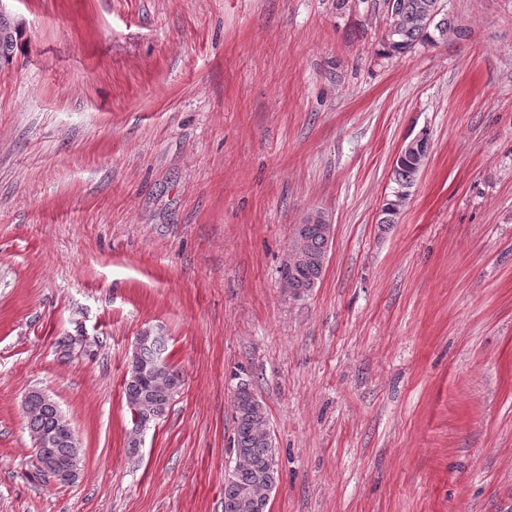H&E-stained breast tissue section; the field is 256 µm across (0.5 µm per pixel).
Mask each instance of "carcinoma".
<instances>
[{
	"instance_id": "cac0c4a2",
	"label": "carcinoma",
	"mask_w": 512,
	"mask_h": 512,
	"mask_svg": "<svg viewBox=\"0 0 512 512\" xmlns=\"http://www.w3.org/2000/svg\"><path fill=\"white\" fill-rule=\"evenodd\" d=\"M388 23L383 42L388 52L405 54L416 47L435 42L434 34L448 32L461 36L448 19L441 0H384ZM17 48V32L8 19H0V62L13 57ZM416 150L404 152L393 165L391 192L380 211L379 223L394 224L401 208L411 195L423 164L418 161L428 139L415 138ZM294 233L307 247L309 260L291 269L280 268V275L295 287L308 292L320 283L328 256L329 243L322 232V223L295 226ZM146 336L138 351L130 358V371L124 383L126 401L134 417L135 430L140 431L158 420L171 405L181 386L178 371L165 363L151 371L156 358H164L165 338L152 330L142 331ZM28 427L31 436L38 439L52 433L58 424L66 421L59 405L52 398L31 391ZM235 423L233 437L234 459L231 477L224 480L223 512H268L269 500L279 481L278 452L269 435H264L267 419L262 402L251 385L240 382L231 402Z\"/></svg>"
}]
</instances>
